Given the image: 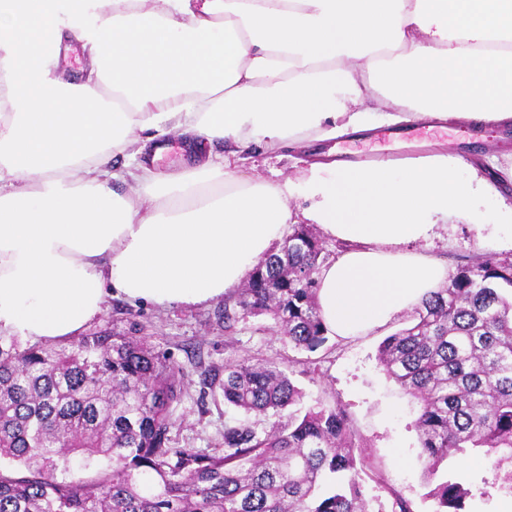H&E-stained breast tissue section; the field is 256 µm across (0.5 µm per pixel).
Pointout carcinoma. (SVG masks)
Here are the masks:
<instances>
[{"instance_id": "1", "label": "carcinoma", "mask_w": 512, "mask_h": 512, "mask_svg": "<svg viewBox=\"0 0 512 512\" xmlns=\"http://www.w3.org/2000/svg\"><path fill=\"white\" fill-rule=\"evenodd\" d=\"M331 251L305 224L224 300V331L252 317L310 352L329 333L317 275ZM387 376L420 405L414 426L434 512H466L470 490L448 459L483 448L512 466V257L475 259L416 306L378 349ZM224 404L269 420L224 424V450L175 448L184 394L149 337L85 333L66 345L0 336V512H365L360 438L341 407L299 408L288 370L224 362ZM106 464L94 477L85 472Z\"/></svg>"}]
</instances>
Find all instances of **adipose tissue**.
Returning <instances> with one entry per match:
<instances>
[{
    "instance_id": "adipose-tissue-1",
    "label": "adipose tissue",
    "mask_w": 512,
    "mask_h": 512,
    "mask_svg": "<svg viewBox=\"0 0 512 512\" xmlns=\"http://www.w3.org/2000/svg\"><path fill=\"white\" fill-rule=\"evenodd\" d=\"M67 31L79 82L58 72ZM380 112L512 125V0H0V333L66 343L112 296L215 300L301 220L343 244L317 276L331 335L413 310L448 279L423 243L499 196L498 156L317 163L298 186L202 151L329 140ZM167 128L191 154L174 173L134 138ZM116 153L137 159L136 195L112 189Z\"/></svg>"
}]
</instances>
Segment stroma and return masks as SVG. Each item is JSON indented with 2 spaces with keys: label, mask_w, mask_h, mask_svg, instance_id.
<instances>
[{
  "label": "stroma",
  "mask_w": 512,
  "mask_h": 512,
  "mask_svg": "<svg viewBox=\"0 0 512 512\" xmlns=\"http://www.w3.org/2000/svg\"><path fill=\"white\" fill-rule=\"evenodd\" d=\"M426 144L430 149L446 148L469 163L485 156L500 155L502 168H512V134L506 130L464 121H448L431 127L424 123L382 125L363 132H350L334 140L316 142L306 148L269 153L258 148L245 150L241 170L265 179L287 177L297 180L306 175L311 162L347 159L367 161L376 155L392 159L402 146L403 137ZM512 206V182L501 197L482 203L478 213L454 221L427 251L448 263L449 274L468 258L512 256V249L496 247L476 229L480 223L497 222L500 212ZM223 299L192 307L160 308L150 304L113 297L91 321V332H125L138 326L141 334L165 351L186 384V393L177 407L171 430L172 444L178 448L220 451L224 448V424L238 419V412L224 404L221 389L205 384L204 373L223 366L229 354L280 363L294 371V379L305 392L304 406L342 403L353 418L364 452L374 464L362 484L367 512H393L394 495L411 501L414 512H433L426 499L423 465L418 457L419 440L413 428L419 406L387 377L377 358L380 343L406 326L409 314L367 334L328 337L316 351H299L269 328L264 318H252L227 334L216 312ZM318 365L316 376L302 374L307 362ZM450 477L462 480L471 490L469 512H495L501 500L512 497V483L505 470L494 469L489 458L469 453L450 458Z\"/></svg>",
  "instance_id": "stroma-1"
}]
</instances>
